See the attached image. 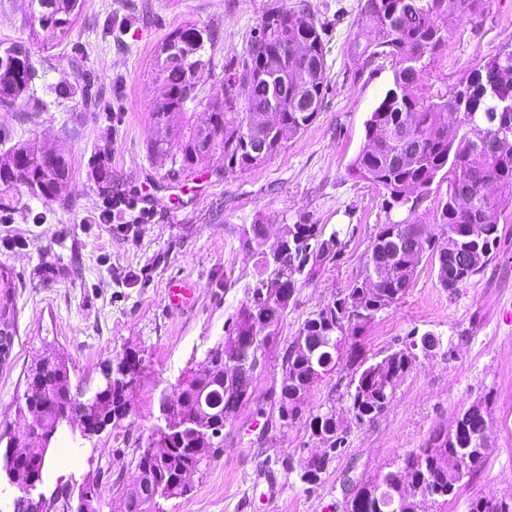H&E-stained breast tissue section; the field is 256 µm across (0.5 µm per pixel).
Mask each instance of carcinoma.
<instances>
[{"label": "carcinoma", "mask_w": 512, "mask_h": 512, "mask_svg": "<svg viewBox=\"0 0 512 512\" xmlns=\"http://www.w3.org/2000/svg\"><path fill=\"white\" fill-rule=\"evenodd\" d=\"M487 0H363L358 10L357 31L347 42V55L354 62L384 59L391 63L392 84L365 124V143L350 165L351 174L382 191L385 221L379 225L368 246L361 274L343 292L311 312L298 330L297 336L321 339L340 337L338 348L320 347L313 352L296 348L291 341L285 351L278 393V415L287 421L301 415L297 390L306 381L309 361L328 359L325 374L336 370L343 356L347 339L373 323L383 312L405 296L417 266L425 251L435 257L434 271L440 287L451 291L478 274L494 251L501 236L497 222L490 217L512 211V125L494 120L499 99H512V49L499 50L485 62L470 68L471 76L481 77L484 91L461 96V86L451 91H431L423 82L430 62L427 57L447 42L448 25L464 17L473 18L486 7ZM80 0H31L27 28L29 37L39 31H49L56 38H67L80 13ZM304 21L301 30H290L289 41L302 38L307 53L299 57L301 78L285 85L279 75L255 81L243 91L244 77L266 66L272 52L282 44V34L292 19ZM262 35L251 42L239 69L224 80V85L208 102L210 126L192 125L182 135L179 170L191 171L213 156L206 148L210 139L224 150V169L244 171L255 167L251 142L241 133L245 123L257 112L272 105H282V132L256 131L270 138L274 150L282 142L305 130L319 109L310 112L294 99L301 94L322 103L326 90V43L324 24L319 22L311 3L302 0L290 8H273L263 18ZM215 33L205 27L189 25L169 34L163 47L174 50L181 60L157 57L155 78L162 82L168 95L161 110L152 111L154 124L161 116L174 114L175 123H182L186 103L195 99L197 85L186 77L185 62L201 57L213 44ZM35 75L31 54L22 42L0 48V102H12L30 86ZM245 94L243 109L237 108L240 94ZM458 112L450 121L446 114ZM71 166L64 147L37 149L16 145L0 156V193L16 192L37 183L47 200L65 198L71 180ZM447 184L445 195L436 207L434 222L420 224L415 211L431 193L432 186ZM419 224L417 236L405 233V219ZM482 224L486 249L480 263L466 268L462 278L453 274L464 266L468 252L457 249L448 252V236L466 242L470 228ZM296 232L286 253L271 257L261 252L264 277L251 288L248 301L241 305L229 331L242 335L251 331L254 321L264 319L276 324L286 315L288 305L274 296L272 288L280 283L294 295L298 286L309 279L326 260H339L354 236L355 228L342 224L325 233L324 227L305 221L295 225ZM392 262L395 276L386 277L374 286L367 285L375 267ZM13 277L8 269L0 268V323L14 325L11 302ZM53 366H32L27 375L40 379L32 394L18 406L15 425L0 433V444L11 448L15 442L29 436L32 415L42 413L51 421H59L55 432L70 431L72 442L87 439L85 430L67 416L81 401L90 402L95 388L79 383L71 385L68 359L61 353L51 356ZM206 359L213 365V376L207 382L192 373L182 378L187 409L194 411L208 405L218 412L217 418L236 414L246 399L229 394L233 384L224 383V345L207 351ZM417 354L395 350L391 352L389 370L377 376L372 365L364 364L355 373L346 392V412L356 423L372 422L390 403L392 389L413 369ZM145 358L133 351L103 365L102 372L112 374V394L101 403L103 418L100 428H116L129 412L130 396L145 375ZM336 407L308 419L312 435L324 436L330 447L344 444V437L332 431L331 419ZM479 421L472 419L464 427L453 424L439 430L422 448H414L400 465L387 472L391 482L434 484L442 489L437 501L445 504L457 495L464 478H469L488 453L478 437ZM52 442L39 436L29 440V468L15 475L16 484L23 486L31 477H42L45 456ZM203 434L186 429L167 433V426L157 423L148 435L137 457L136 468L147 472L148 482L163 486L162 496L177 497L187 487L176 484L183 470H199L205 451ZM472 459L475 465L465 475L455 472L456 463ZM331 458L313 460L300 475L306 484L317 485L326 472ZM362 483L351 508L346 512H379L377 501L365 494Z\"/></svg>", "instance_id": "cac0c4a2"}]
</instances>
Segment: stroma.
Returning a JSON list of instances; mask_svg holds the SVG:
<instances>
[{"mask_svg":"<svg viewBox=\"0 0 512 512\" xmlns=\"http://www.w3.org/2000/svg\"><path fill=\"white\" fill-rule=\"evenodd\" d=\"M298 0H83L64 41L32 40L25 17L30 0H0V43L25 42L37 75L18 100L0 104V132L10 143L60 144L73 177L62 201L22 194L4 213L0 267L15 284V334L0 361V431L16 420L27 371L47 349L63 353L72 380H97L108 360L124 350L143 351L147 376L134 391L128 416L83 444L59 435L49 456L67 451L72 467L44 471L38 491L54 499L48 512H64L59 488L78 494L87 475L99 477L96 512H121L122 491L136 473L138 448L159 414V397L184 373L200 368L209 348L222 342L248 288L262 273L259 250H271L279 228L300 219L332 229L355 227L339 262H325L298 287L267 353L251 398L229 417L213 457L189 479V490L157 498L151 512H343L346 474L372 481L392 470L435 429L451 427L471 404L489 416V451L470 481L448 504L423 512H469L475 498L512 506V215L499 214L501 243L481 272L455 291L441 288L430 256H423L405 296L351 340L358 361L373 363L399 349L411 334L432 331L455 348L452 358L419 356L398 384L387 409L358 425L341 417L344 445L315 491L296 473L317 446L307 415L342 409L354 368L340 365L311 391L303 419L278 418L282 357L301 324L348 288L362 270L364 252L384 220L383 197L351 176L349 164L364 143L365 123L392 83L389 62L353 63L346 41L356 31L359 0H311L330 23L326 46L328 89L314 122L285 141L258 167L226 171L215 153L195 173L172 175L169 157H151L153 104L163 93L154 60L168 34L190 24L217 32L209 65L186 104V121L207 117L206 104L230 69L258 38L266 12ZM512 41V0H489L479 17L453 22L448 43L428 69L433 89L462 81L476 63ZM91 76L97 96L56 97L54 87L73 64ZM48 111L34 112L31 98ZM8 142V143H9ZM108 149L111 181L99 180L96 157ZM119 197L149 213L128 236L133 212L101 223L106 199ZM269 225L262 249L246 247L244 228L254 218ZM188 284L192 298L174 307L172 285ZM290 460L286 472L281 462ZM275 490L274 502L264 495Z\"/></svg>","mask_w":512,"mask_h":512,"instance_id":"obj_1","label":"stroma"}]
</instances>
